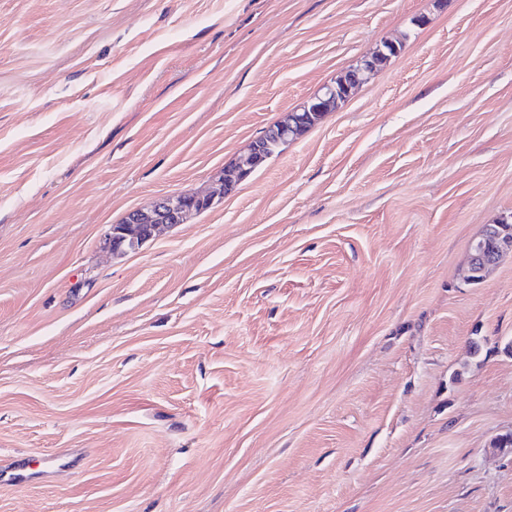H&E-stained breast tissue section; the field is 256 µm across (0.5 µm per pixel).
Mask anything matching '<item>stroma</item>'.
<instances>
[{
	"label": "stroma",
	"mask_w": 512,
	"mask_h": 512,
	"mask_svg": "<svg viewBox=\"0 0 512 512\" xmlns=\"http://www.w3.org/2000/svg\"><path fill=\"white\" fill-rule=\"evenodd\" d=\"M509 214L512 0H0V512H512ZM386 50L381 48L376 52L377 57H364L358 61V67L352 80H346L345 77L340 75L332 84L325 85L314 96L308 98L303 105L300 106V111H293L296 116H301L303 112H319L323 116L325 112H330L338 102L345 101L352 93V87L365 83L369 77L377 70V58L388 57L398 54L400 47L397 43L392 41H385ZM280 123L276 122L265 135L271 133L274 136L275 132L279 130ZM291 132L294 133L295 139L303 135L299 134L300 130L298 127H294L292 120L288 121L287 113L283 118L276 141L263 143L261 142L262 138L257 139L247 154L239 156L233 165L227 168L224 172V190L221 181L218 191L208 194L195 192L167 195L155 201L149 209H136L128 212L123 223L111 225L107 240L112 254L122 256L128 252L137 251L145 242L154 238L162 228L184 224L191 216L209 209L214 204L216 197L222 199L233 184H240L247 179L256 165L272 156L273 154L269 156L267 154L273 146L279 140H288ZM265 162L258 165L252 172L259 169ZM505 224H490L471 244L467 281L478 283L501 258L512 253V244Z\"/></svg>",
	"instance_id": "stroma-1"
}]
</instances>
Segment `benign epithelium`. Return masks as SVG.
<instances>
[{
  "mask_svg": "<svg viewBox=\"0 0 512 512\" xmlns=\"http://www.w3.org/2000/svg\"><path fill=\"white\" fill-rule=\"evenodd\" d=\"M400 47L397 43L386 42V49L378 50L377 56L364 57L358 61L353 79L347 80L341 76L333 83L320 89L314 96L308 98L300 106L302 112H329L338 102L344 101L352 93V87L365 83L377 70L376 61L392 53L398 54ZM275 141L261 142L256 140L249 152L238 157L233 165L224 172V188L208 194L178 193L164 196L144 210L136 209L127 213L123 223L113 224L108 235V245L112 254L122 256L134 252L164 227L186 223L189 218L209 209L215 198H223L233 184H239L249 177L252 169L267 158ZM509 228L505 224H490L483 233L471 244L467 281L477 283L495 267L501 258L512 253V237L508 235Z\"/></svg>",
  "mask_w": 512,
  "mask_h": 512,
  "instance_id": "7a95c632",
  "label": "benign epithelium"
}]
</instances>
